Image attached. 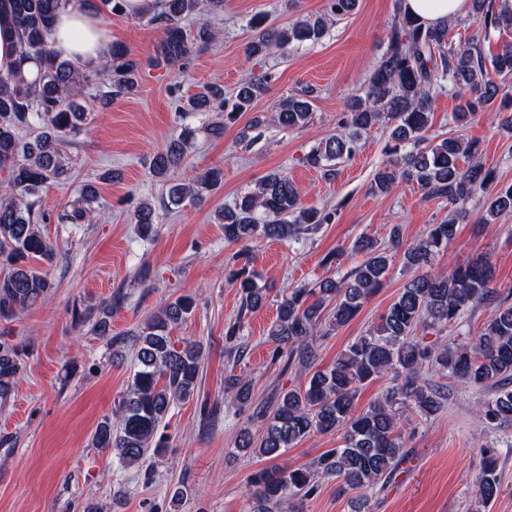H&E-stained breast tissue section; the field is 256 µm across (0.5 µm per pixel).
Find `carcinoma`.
Listing matches in <instances>:
<instances>
[{"label": "carcinoma", "instance_id": "1", "mask_svg": "<svg viewBox=\"0 0 512 512\" xmlns=\"http://www.w3.org/2000/svg\"><path fill=\"white\" fill-rule=\"evenodd\" d=\"M60 0H0V13L9 14L18 39L19 64L7 75H0V171L8 173L0 190V259L7 270L0 274V318L34 305L49 294L53 285L48 275L36 268L37 262H51L55 247L40 232L37 201L30 197L50 181L67 178L69 167L61 146L82 131L86 112L80 103L87 76L72 62L52 55L47 37L54 23ZM472 11L493 28L512 26V7L495 8L491 0H471ZM200 11L209 20L197 30L181 26L182 18ZM224 14V0H162L155 17L164 30L163 58L187 64L194 45L216 38L212 20ZM253 31L247 46L251 58H261L272 49L318 41L325 33L321 16L307 17L290 26L273 28L266 17L249 20ZM449 39V25L423 26L403 12L390 27L387 49L376 63L365 96L351 100L350 123L360 131L386 122L390 124L392 159L380 168L371 182L377 195L391 193L403 182H415L425 194L448 201V220L430 224L414 244L402 247L400 230L392 229L390 246L384 247L368 236L354 243L364 260L339 279H325L310 287L290 288L281 296L277 319L270 336L277 342L276 353L288 349V356L302 363L311 374L304 388L291 389L277 398L269 422L259 440L249 432L240 439L239 450L274 460L303 438L314 433L336 432L342 445L331 448L299 467H266L249 481L252 488L251 512H302L301 504L316 494L325 479L337 482L338 493L360 489L362 497L388 482L405 459L401 424L415 413L425 419L443 408L440 393L422 372L439 378L449 377L469 387L495 386L492 400L479 409L484 424L500 427L512 423V303L491 287L493 270L489 261L478 258L452 266L446 272L425 273L405 283L397 299L379 323L341 351L327 367L316 368L314 336L321 324L333 330L354 319L363 304L382 286L395 258L410 269H420L436 253L448 247L457 232L456 219L479 190H487L486 214L497 218L512 213V185L491 190L493 170L484 166L477 144L459 136L444 137L422 148L430 123L432 90L448 81L459 98L455 112L457 125L464 126L485 111L499 96L512 97V46L489 58L476 47L455 49ZM42 60L38 78L29 81L24 63ZM139 62L130 50L112 45V55L102 64V76L109 90L100 103L112 101V91L131 93L137 87ZM273 76L250 72L234 89L229 101L214 86L189 99L187 112L224 110V119L211 124L210 132L220 136L227 124L251 109L267 91ZM39 121V132L27 141L17 129ZM312 106L307 100L289 96L276 110L277 123L287 129L309 125ZM194 138L190 127L157 152L152 171L165 179L185 163ZM413 142L415 148L401 152V145ZM353 151V141L342 136L322 140L306 157L316 168ZM468 158L467 165L460 164ZM224 180V172L212 168L199 176L174 183L169 189L172 203L187 199L207 201ZM97 190L82 189L77 206L59 215L65 224H84L95 219L93 204ZM224 224V239L240 243L259 236L284 238L296 224H324L330 215L317 208H305L288 176L270 173L251 191L239 195L233 206L218 212ZM140 233L149 236L160 223L153 204H140L133 215ZM242 305L256 309L266 300L269 289L260 286L256 276L241 269L233 278ZM491 308L482 332L464 342L426 343L417 331L431 326L455 324L466 309ZM194 308V299L183 295L165 304L135 334L136 365L126 397L116 416H106L92 437L96 448L109 449L123 467L140 466L162 453L167 440L161 426L174 404L195 393L203 370V346L189 342L172 343L173 326L181 323ZM20 353L0 340V401L11 395L20 372ZM392 384L362 410L356 402L364 387L385 374ZM224 393L237 410L252 404L251 381L235 376L225 384ZM482 467L477 478L478 507L483 509L497 497L501 487L498 469L500 449L484 445Z\"/></svg>", "mask_w": 512, "mask_h": 512}]
</instances>
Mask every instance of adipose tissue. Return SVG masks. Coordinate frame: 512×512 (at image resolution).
Masks as SVG:
<instances>
[{
    "label": "adipose tissue",
    "mask_w": 512,
    "mask_h": 512,
    "mask_svg": "<svg viewBox=\"0 0 512 512\" xmlns=\"http://www.w3.org/2000/svg\"><path fill=\"white\" fill-rule=\"evenodd\" d=\"M469 6V0H403L404 12L428 25L447 23ZM48 44L61 58L86 68L99 66L112 52L102 17L89 0H61Z\"/></svg>",
    "instance_id": "adipose-tissue-1"
}]
</instances>
